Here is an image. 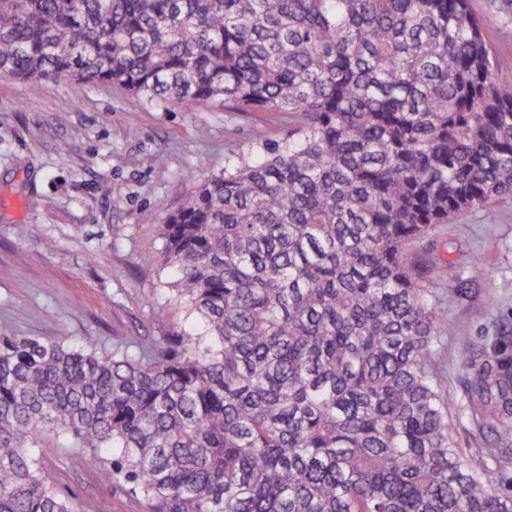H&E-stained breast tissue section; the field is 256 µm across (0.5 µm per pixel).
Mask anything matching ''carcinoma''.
Segmentation results:
<instances>
[{"mask_svg": "<svg viewBox=\"0 0 512 512\" xmlns=\"http://www.w3.org/2000/svg\"><path fill=\"white\" fill-rule=\"evenodd\" d=\"M468 0H0V77L156 109L286 112L161 225L201 329L137 352L0 336V512H76L31 449L65 437L147 512H512V352L467 336L411 247L512 197V82ZM475 254L455 294L485 276ZM456 423L463 448H485V437L476 428L471 426L463 407H460L459 411H457Z\"/></svg>", "mask_w": 512, "mask_h": 512, "instance_id": "obj_1", "label": "carcinoma"}]
</instances>
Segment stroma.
<instances>
[{"label":"stroma","instance_id":"stroma-1","mask_svg":"<svg viewBox=\"0 0 512 512\" xmlns=\"http://www.w3.org/2000/svg\"><path fill=\"white\" fill-rule=\"evenodd\" d=\"M470 8L492 18L498 74L512 81V0H470ZM287 135L284 115L213 106L161 112L109 85L77 95L61 82L0 77V335L109 350L186 324L160 267L162 221L228 156ZM419 247L446 254L459 274L473 254L487 261L470 298L453 296L455 280L444 282L449 336L488 345L512 330V199L439 225ZM35 454L78 512H145L69 441Z\"/></svg>","mask_w":512,"mask_h":512}]
</instances>
